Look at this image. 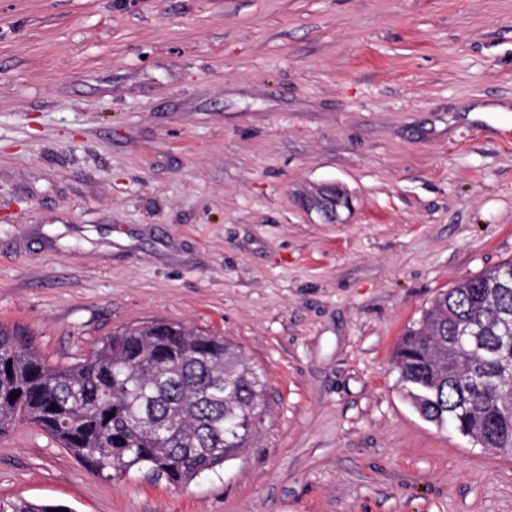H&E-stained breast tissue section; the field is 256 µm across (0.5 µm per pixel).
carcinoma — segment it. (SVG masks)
Returning a JSON list of instances; mask_svg holds the SVG:
<instances>
[{"mask_svg":"<svg viewBox=\"0 0 512 512\" xmlns=\"http://www.w3.org/2000/svg\"><path fill=\"white\" fill-rule=\"evenodd\" d=\"M512 260L439 294L391 361L421 416L478 446L512 452ZM12 374H7V371ZM265 385L222 336L154 320L112 332L81 361L49 364L0 326V435L33 423L91 472L187 484L242 453L266 412ZM18 397L12 399L10 394ZM71 512L0 500V512Z\"/></svg>","mask_w":512,"mask_h":512,"instance_id":"cac0c4a2","label":"carcinoma"}]
</instances>
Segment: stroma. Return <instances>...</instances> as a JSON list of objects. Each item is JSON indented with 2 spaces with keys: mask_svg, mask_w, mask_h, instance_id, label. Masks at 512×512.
Returning <instances> with one entry per match:
<instances>
[{
  "mask_svg": "<svg viewBox=\"0 0 512 512\" xmlns=\"http://www.w3.org/2000/svg\"><path fill=\"white\" fill-rule=\"evenodd\" d=\"M342 185L329 224L302 199ZM512 259V0H0V324L52 364L181 322L265 384L190 484L0 436V498L71 512H512V453L391 364Z\"/></svg>",
  "mask_w": 512,
  "mask_h": 512,
  "instance_id": "stroma-1",
  "label": "stroma"
}]
</instances>
